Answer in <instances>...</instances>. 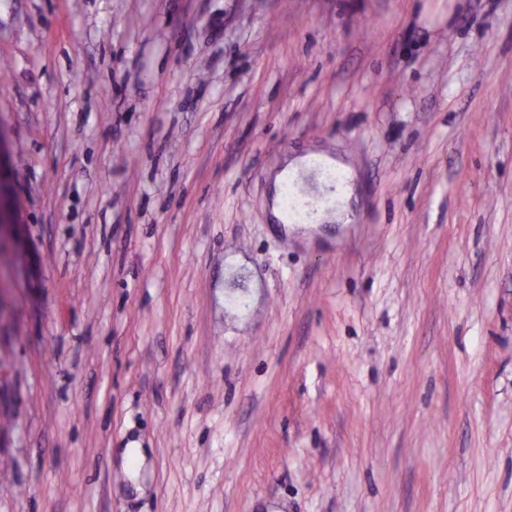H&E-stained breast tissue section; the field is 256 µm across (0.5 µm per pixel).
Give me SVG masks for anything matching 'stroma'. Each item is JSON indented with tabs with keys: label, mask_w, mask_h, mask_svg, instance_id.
Instances as JSON below:
<instances>
[{
	"label": "stroma",
	"mask_w": 512,
	"mask_h": 512,
	"mask_svg": "<svg viewBox=\"0 0 512 512\" xmlns=\"http://www.w3.org/2000/svg\"><path fill=\"white\" fill-rule=\"evenodd\" d=\"M0 131V512H512V0H0ZM8 150L0 131V246L10 251L24 248L26 239L23 224H17L11 201V188L6 172Z\"/></svg>",
	"instance_id": "1"
}]
</instances>
